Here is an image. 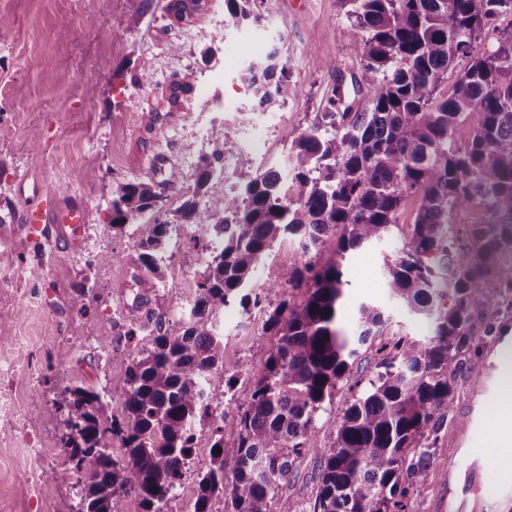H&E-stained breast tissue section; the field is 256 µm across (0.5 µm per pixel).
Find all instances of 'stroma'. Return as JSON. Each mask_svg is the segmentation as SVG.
<instances>
[{
    "label": "stroma",
    "mask_w": 512,
    "mask_h": 512,
    "mask_svg": "<svg viewBox=\"0 0 512 512\" xmlns=\"http://www.w3.org/2000/svg\"><path fill=\"white\" fill-rule=\"evenodd\" d=\"M170 0H0V215L18 208L20 183L39 182L84 203L88 224L81 248L65 241L42 245L19 234L0 235V512H71L72 482L53 480L66 452L63 425L53 403L65 388L105 389L114 416L124 414L126 313L138 306L142 318L164 313L178 321L192 303L205 269L201 248L190 241L170 245L162 255V278L139 268L134 225L112 223V192L127 181L160 186L170 207L195 188L199 159L233 160L234 170L211 181L221 195L254 176L257 149L265 147L269 165L284 166L295 138L324 111L334 89H343L354 111L369 109L372 93L363 80L364 61L351 46V20L341 0H257V24L235 26L225 17L224 0H204L192 16L177 19ZM122 39H115L114 31ZM277 52L288 69L287 89L275 102L258 106L239 83L238 71ZM335 69L326 66L327 56ZM151 67L142 70L141 59ZM237 134L224 139V127ZM416 211L407 200L398 227L387 239L359 250L347 263L344 315L363 302L379 304L388 328L426 342L428 321L409 313L382 288L384 258L402 248ZM334 242L303 252L290 238L276 246L274 260L263 262L253 279L264 306L280 299L301 302L302 294L282 278L288 263L322 266L334 257ZM489 303L476 322V354L498 360L499 336L512 333V297L488 291ZM240 309L225 310L224 366L210 378L223 401L224 472L235 467L238 406L227 390L241 396L250 383L241 371L263 369L262 348L273 339L249 327ZM379 342L359 345L350 379L341 380L332 403L318 419L319 446L296 459L273 505L309 506L317 492L320 460L336 439L344 410L359 395L380 360ZM474 377L466 366L455 372L456 393L431 452L429 464L410 477L405 512H430L446 485L440 475L457 427L467 416ZM45 405L29 407L34 393ZM484 450L491 458L512 455L503 439L512 423V398L477 418ZM47 450L41 462L30 445ZM39 469L42 489L31 495L24 475Z\"/></svg>",
    "instance_id": "35a3bbf8"
}]
</instances>
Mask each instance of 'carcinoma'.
Listing matches in <instances>:
<instances>
[{"mask_svg": "<svg viewBox=\"0 0 512 512\" xmlns=\"http://www.w3.org/2000/svg\"><path fill=\"white\" fill-rule=\"evenodd\" d=\"M342 2L353 18L350 41L366 61L372 109L332 105L319 113L292 144L287 181L268 169L212 196L207 184L223 170L204 157L192 195L175 209L144 182L113 191L112 223L144 229L143 270L159 276L158 254L174 224L205 225L206 236L191 241L210 258L179 327L160 315L150 328L138 310L128 311L129 335H146L128 368L122 418L97 390L68 387L55 404L67 458L54 476H80L73 512H113L126 495L138 498L142 512H161L174 496L196 452L195 423L210 417L203 388L224 366L218 316L236 305L247 314L259 309L262 332L278 340L240 405L232 487H225L223 428L215 425L194 512H210L219 493L224 512H273L295 460L318 447L319 414L352 369L353 343L376 336L386 337L381 371L340 418L313 512H405V480L431 455L417 445L439 432L452 407L455 368L470 352L485 291L512 295V33L492 54L479 49L489 23L512 16V0ZM224 6L234 23L259 21L251 0ZM460 59L466 65L458 71ZM239 80L266 104L286 89L287 69L271 54L241 69ZM464 125L470 134L460 143ZM412 196L414 223L408 242L384 262L383 288L430 320L433 335L421 344L387 332L371 303L359 305L349 335L338 319L347 254L389 237ZM466 208L479 217L461 226ZM290 236L306 253L333 238L336 259L320 268L289 264L283 277L305 298L269 309L253 294L252 278ZM115 441L123 454H113Z\"/></svg>", "mask_w": 512, "mask_h": 512, "instance_id": "1", "label": "carcinoma"}]
</instances>
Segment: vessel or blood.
Listing matches in <instances>:
<instances>
[{"instance_id":"obj_1","label":"vessel or blood","mask_w":512,"mask_h":512,"mask_svg":"<svg viewBox=\"0 0 512 512\" xmlns=\"http://www.w3.org/2000/svg\"><path fill=\"white\" fill-rule=\"evenodd\" d=\"M20 201L17 211L18 229L29 238L56 236L71 245H79L85 231L86 211L80 200H62L47 186L26 191L17 186ZM497 392L491 373H484L476 382L470 413L484 411ZM470 425H462L459 442L448 459V492L441 496L434 512H457L456 499H463L468 512H512V481L489 487L484 474L491 469L488 457L480 453Z\"/></svg>"}]
</instances>
